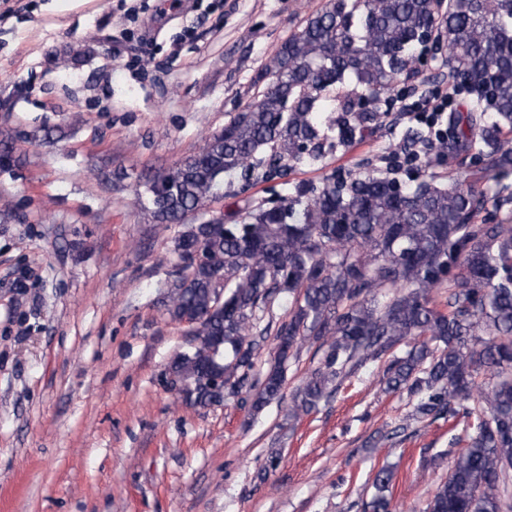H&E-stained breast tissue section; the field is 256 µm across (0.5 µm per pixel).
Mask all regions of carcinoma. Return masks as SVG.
I'll return each instance as SVG.
<instances>
[{
	"instance_id": "1",
	"label": "carcinoma",
	"mask_w": 512,
	"mask_h": 512,
	"mask_svg": "<svg viewBox=\"0 0 512 512\" xmlns=\"http://www.w3.org/2000/svg\"><path fill=\"white\" fill-rule=\"evenodd\" d=\"M425 32L448 76L476 93L427 165L474 147L493 195L468 174L446 184L428 174L398 191L366 171L296 184L234 223L200 215L226 178L266 180L355 140L380 106L365 114L350 103L386 100L417 77ZM262 72L260 95L138 194L154 223L181 227L167 313L207 337L171 363L191 385L184 400L208 407L246 388L257 414L282 397L288 361L313 340L322 357L292 396L297 419L382 360L380 383L415 397L418 421L462 426L452 444L464 448L427 512L512 510L502 492L512 469V0H327ZM286 297L288 320L263 322ZM267 336L275 363L255 377ZM221 373L223 394L194 387ZM392 479L376 473L372 512H388Z\"/></svg>"
}]
</instances>
